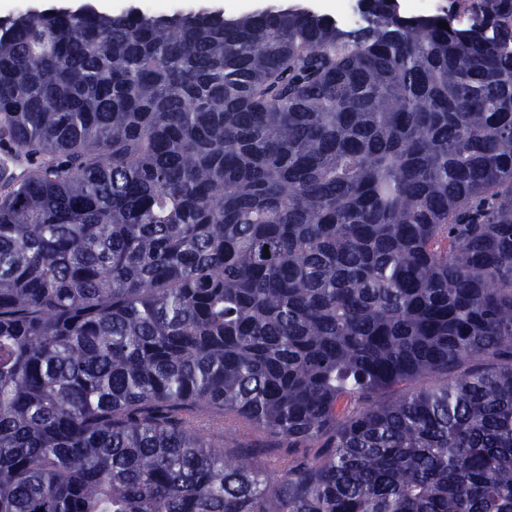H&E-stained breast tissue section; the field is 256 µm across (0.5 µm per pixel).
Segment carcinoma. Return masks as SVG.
<instances>
[{
	"instance_id": "cac0c4a2",
	"label": "carcinoma",
	"mask_w": 512,
	"mask_h": 512,
	"mask_svg": "<svg viewBox=\"0 0 512 512\" xmlns=\"http://www.w3.org/2000/svg\"><path fill=\"white\" fill-rule=\"evenodd\" d=\"M360 2L0 18V512H512V0ZM190 5V9L197 10L200 8L212 11L224 12V14H241L251 11L264 9L280 3H301L323 15H327L336 20V17L348 24L349 26H358L363 23L364 16L361 5L358 0H336L335 11L333 12L325 7L311 8L312 4H325L324 0H181Z\"/></svg>"
}]
</instances>
